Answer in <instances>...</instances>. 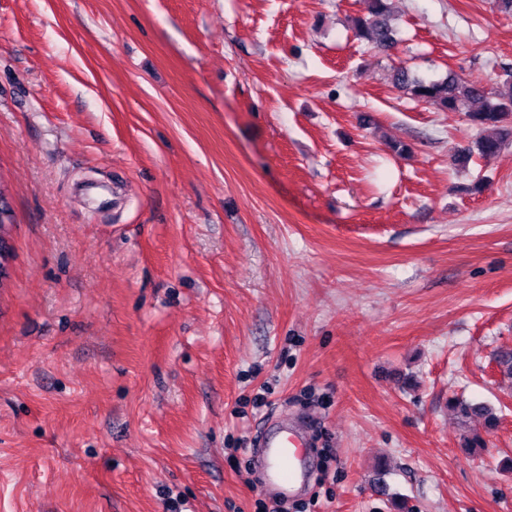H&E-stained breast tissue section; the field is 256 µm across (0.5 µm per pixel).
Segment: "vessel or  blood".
Returning <instances> with one entry per match:
<instances>
[{
    "label": "vessel or blood",
    "mask_w": 512,
    "mask_h": 512,
    "mask_svg": "<svg viewBox=\"0 0 512 512\" xmlns=\"http://www.w3.org/2000/svg\"><path fill=\"white\" fill-rule=\"evenodd\" d=\"M309 440L293 423L270 427L261 442V459L266 485L280 497L296 494L310 475Z\"/></svg>",
    "instance_id": "obj_1"
}]
</instances>
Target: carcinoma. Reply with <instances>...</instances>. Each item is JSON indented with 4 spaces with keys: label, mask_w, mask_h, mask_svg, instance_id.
Returning <instances> with one entry per match:
<instances>
[{
    "label": "carcinoma",
    "mask_w": 512,
    "mask_h": 512,
    "mask_svg": "<svg viewBox=\"0 0 512 512\" xmlns=\"http://www.w3.org/2000/svg\"><path fill=\"white\" fill-rule=\"evenodd\" d=\"M364 3V11L350 18L355 37L379 51L391 50L396 40L387 0H364ZM388 80L396 90L418 102L443 112L465 113L480 130L474 144L455 152L454 161L466 163L475 153L494 157L512 144V71L504 73V79L491 91L451 75L437 80L421 78L403 65L391 66ZM453 407L467 416L483 418L491 427L497 423V417L482 404L455 401Z\"/></svg>",
    "instance_id": "carcinoma-1"
}]
</instances>
